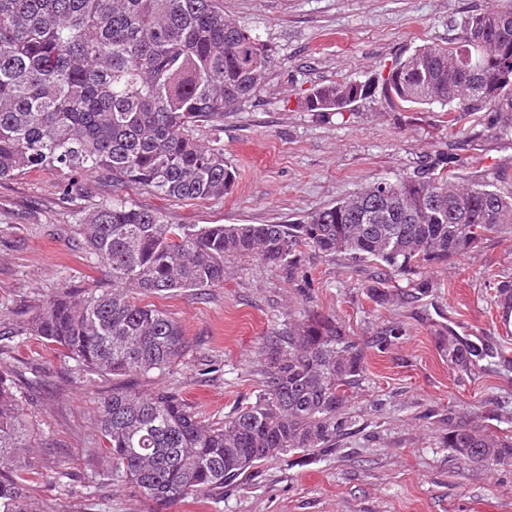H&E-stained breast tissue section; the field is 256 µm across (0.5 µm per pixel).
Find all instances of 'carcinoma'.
<instances>
[{
    "instance_id": "1",
    "label": "carcinoma",
    "mask_w": 512,
    "mask_h": 512,
    "mask_svg": "<svg viewBox=\"0 0 512 512\" xmlns=\"http://www.w3.org/2000/svg\"><path fill=\"white\" fill-rule=\"evenodd\" d=\"M459 29L454 47L417 46L387 75L322 85L302 105L341 114L379 91L393 109L494 112L511 136L512 0ZM272 63V48L224 16L220 0H0V180L70 175L59 193L81 201L75 232L112 282L58 292L13 335L40 336L85 370L119 379L95 425L112 469L157 512L222 491L268 458L332 449L366 365L341 323L312 313L286 339L270 337L255 401L208 422L173 391L120 381L168 370L189 348L176 321L133 295L220 287L226 257L277 265L308 246L408 278L410 290L368 288L393 306L428 292V282L411 279L424 265L461 256L490 233L512 234V196L458 184L447 162L395 179L385 194L377 179L297 224H167L119 195L92 201L75 179L185 202L224 196L235 172L220 138L202 143L197 132L224 130V113L256 96ZM495 298L511 315L512 280L497 282ZM474 357L448 339V362L466 371ZM448 447L476 464L512 465V436L478 424L448 429ZM33 448L13 373L0 365V512H26L25 489L38 475L27 461Z\"/></svg>"
}]
</instances>
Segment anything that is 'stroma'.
I'll return each instance as SVG.
<instances>
[{
    "mask_svg": "<svg viewBox=\"0 0 512 512\" xmlns=\"http://www.w3.org/2000/svg\"><path fill=\"white\" fill-rule=\"evenodd\" d=\"M224 13L253 29L274 60L256 99L225 113L224 160L236 172L221 198L183 202L144 189L122 195L169 224H291L367 183L413 173L425 160L455 158L465 181L512 190V136L493 113L420 107L391 111L372 95L344 116L301 108L317 86L388 73L418 45L447 47L452 23L498 0H223ZM60 173L36 170L0 181V332L32 316L64 288H101L105 267L74 233L77 203L60 199ZM429 292L385 307L368 288L400 284L372 263L328 258L304 247L277 266L256 257L224 260L219 288L145 296L176 320L190 342L179 365L133 377L139 390L175 391L208 421L254 400L269 364L266 339L318 312L335 317L365 353L350 390L352 423L326 456L258 463L223 494L172 512H512V466L452 456L449 428L473 420L512 434V360L493 357L464 372L448 360V339L488 337L512 351V323L494 286L512 280V234H489L461 257L425 265ZM402 333L385 350L373 340ZM12 370L37 448L39 476L27 512H151L101 451L92 424L108 376L37 336L0 346Z\"/></svg>",
    "mask_w": 512,
    "mask_h": 512,
    "instance_id": "1",
    "label": "stroma"
}]
</instances>
